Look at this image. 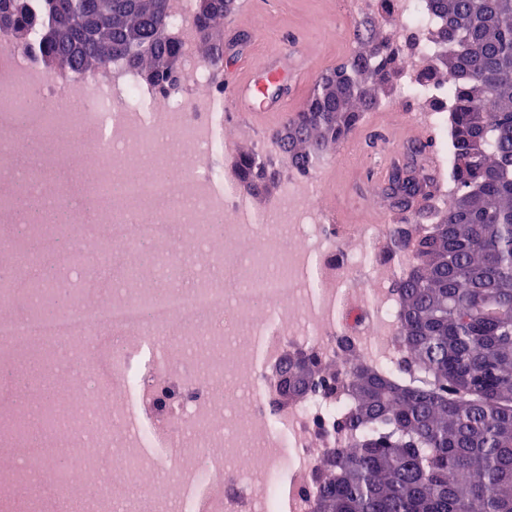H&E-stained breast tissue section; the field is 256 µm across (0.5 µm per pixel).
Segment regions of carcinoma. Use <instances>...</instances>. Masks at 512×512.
<instances>
[{"label": "carcinoma", "instance_id": "carcinoma-1", "mask_svg": "<svg viewBox=\"0 0 512 512\" xmlns=\"http://www.w3.org/2000/svg\"><path fill=\"white\" fill-rule=\"evenodd\" d=\"M31 0H12L0 31L26 42ZM46 67L101 69L124 56L144 79L172 82L180 65L164 33L169 0H115L116 25L97 37L77 18L84 0H41ZM233 0H197L201 58L224 73L218 29ZM442 20L435 32L439 66L413 76L421 85L452 78L448 108V173L416 161L394 167L378 189L406 224H429L413 244L412 268L398 284L401 336L423 378L399 384L350 357L331 374L312 355L296 362L311 390L345 391L353 405L341 428L364 434L324 460L314 512H512V0H427ZM355 52L323 74L288 131L274 136L295 170L310 174L320 160L376 109L398 73L400 50L373 17L353 25ZM243 188L273 182L254 153L239 155ZM453 185L447 205L416 211L440 179Z\"/></svg>", "mask_w": 512, "mask_h": 512}]
</instances>
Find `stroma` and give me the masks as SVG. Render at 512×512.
<instances>
[{"label":"stroma","mask_w":512,"mask_h":512,"mask_svg":"<svg viewBox=\"0 0 512 512\" xmlns=\"http://www.w3.org/2000/svg\"><path fill=\"white\" fill-rule=\"evenodd\" d=\"M358 8L354 0H252L249 12L237 22H225V42H240V65L256 63L288 40L299 43L289 61L296 81L289 84L294 110H301L317 78L346 60L356 49L350 38ZM382 111L401 114L400 123L384 128H365L348 135L325 156L314 175L322 177L335 168L336 184L324 188L325 206H336L354 223L392 224L396 218L375 193L376 182L368 172L386 159L404 163L406 151L418 143L429 123L411 124L412 114H427V103L388 97Z\"/></svg>","instance_id":"35a3bbf8"}]
</instances>
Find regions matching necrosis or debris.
Listing matches in <instances>:
<instances>
[{"label":"necrosis or debris","mask_w":512,"mask_h":512,"mask_svg":"<svg viewBox=\"0 0 512 512\" xmlns=\"http://www.w3.org/2000/svg\"><path fill=\"white\" fill-rule=\"evenodd\" d=\"M405 70L435 55L438 20L425 0H396ZM167 30L181 52L175 82L145 83L115 60L89 78L48 75L38 56L0 36V223L8 239L40 241L65 284L81 280L83 299L55 319L19 314L32 302L28 276L0 294V512H52L48 480L80 494L94 490L90 512H144L146 499L194 512L187 487H203L205 512H313L315 476L344 443L336 423L346 393L282 403L272 379L287 355L310 354L338 366L349 354L394 380H416L399 336L397 288L409 268L396 251V224H329L314 179L283 181L281 205L254 209L235 168L222 167L216 95L198 53L194 0H170ZM25 91L30 120L18 125L11 99ZM108 98L112 134L67 106L98 109ZM111 182L84 223L77 193L60 194L77 229L66 249L58 231L15 226L12 189L36 190L58 171ZM284 272L257 278L254 268ZM141 271L139 280L125 276ZM68 358L80 377L47 401L70 434L46 430L30 445L19 429L38 383L25 360L59 371ZM179 438L184 452L163 445ZM170 472L160 482L159 472Z\"/></svg>","instance_id":"1"}]
</instances>
